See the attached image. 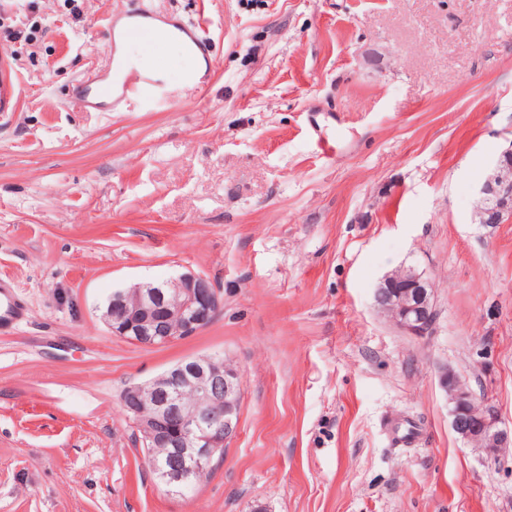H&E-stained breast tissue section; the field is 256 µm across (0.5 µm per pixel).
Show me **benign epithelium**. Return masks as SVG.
Instances as JSON below:
<instances>
[{"mask_svg":"<svg viewBox=\"0 0 512 512\" xmlns=\"http://www.w3.org/2000/svg\"><path fill=\"white\" fill-rule=\"evenodd\" d=\"M482 201L477 215L481 224H502L512 217V146L503 150L492 172L479 186ZM165 286L170 297L141 296L130 305L118 296L112 301V335L131 334L139 344L151 346V337L164 336L169 342L191 336L210 324L220 312L219 289L209 277L183 272ZM435 287L425 274L403 268L386 275L374 290L376 308L409 336L428 334L436 319ZM439 384L451 404V426L463 440L484 449L491 458L501 448L512 447V429L500 426L498 416L484 398L476 395L451 369L439 373ZM191 386L201 392L191 406L183 404L176 392ZM133 403L125 408L153 448H176L185 460V471L159 473L160 483L170 493L181 494L192 472L208 468L222 458L224 443L240 424L241 374L220 356L186 358L162 374L129 388Z\"/></svg>","mask_w":512,"mask_h":512,"instance_id":"1","label":"benign epithelium"}]
</instances>
